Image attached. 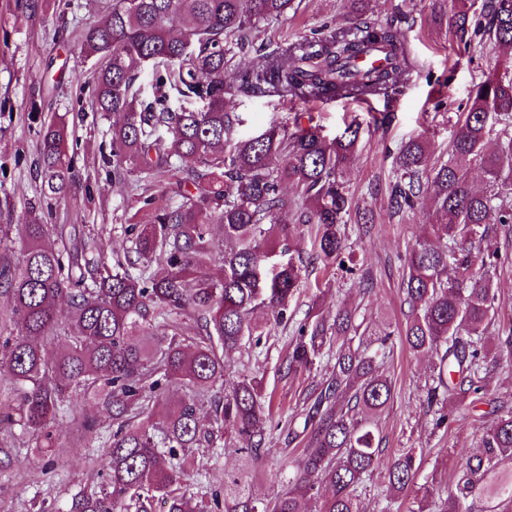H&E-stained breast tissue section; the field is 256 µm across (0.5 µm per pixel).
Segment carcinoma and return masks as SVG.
<instances>
[{"mask_svg": "<svg viewBox=\"0 0 512 512\" xmlns=\"http://www.w3.org/2000/svg\"><path fill=\"white\" fill-rule=\"evenodd\" d=\"M295 0H106L105 19L82 35L95 61L92 94L97 111L121 118L112 125V168L147 176L169 173L181 201L136 224L133 252L147 263L134 276L131 256L110 264L88 253L82 230L56 228L31 213L18 229L22 262L0 268L11 300L16 334L0 342V375L8 398L0 401V424L19 427L37 449L51 448L54 424L71 390L98 398L112 420L107 481L80 491L70 512H147L157 496L166 512H204L183 490L190 463L183 452L223 442L238 467L224 472V512H362L356 489L379 456L369 420L353 418V407L371 416L393 399L392 381L379 372L378 354L351 346L358 330L351 312L332 323L305 322L289 343L288 372L311 371L336 349L326 379L307 396L300 458L288 462L286 487L269 499L253 493L265 456L270 423L252 378L225 379L224 359L244 339L260 343L269 326L289 320V302L300 286L295 257L296 225L286 221L292 204L282 185L300 190L298 223L315 226L313 245L325 263L345 249L341 226L355 217L359 234L372 233V215L349 192L345 172L359 142L349 126L329 140L313 127L293 132L274 127L236 140L224 111V96H279L328 102L335 99L398 98L415 72L407 40L393 22L368 13L367 0H351L349 26L324 28L305 41L257 61L225 70L244 48L256 23L278 19ZM468 49L486 36L493 46L512 48V0H451L436 17ZM151 67L150 90L136 81ZM512 125V62L504 60L481 82L458 123L450 153L432 160L435 147L417 137L393 156L396 181L390 205L412 210L429 201L428 236L413 245L404 281L408 319L401 335L413 351L436 357L426 402L445 405L450 396L480 390L487 374L483 335L492 320L495 289L489 275L473 269L471 248L484 243L489 266L499 260L490 226L512 224V138L487 148L492 120ZM170 142H165V135ZM43 190L67 198L75 168L62 117L41 133ZM478 167L487 187L474 188ZM224 240L218 272L186 281L213 261V230ZM66 307L70 322L61 325ZM262 307L272 320L260 322ZM193 315L205 335L182 338L172 315ZM63 336L68 349L49 358L44 339ZM176 387L184 397L162 416L154 404ZM213 393L211 428L203 427L197 401ZM240 439L246 447L237 446ZM512 411L482 427L478 453L460 465L455 490L420 512H469V498L494 502L486 512H512ZM411 450L387 470L392 494L414 485ZM332 492L319 498V487Z\"/></svg>", "mask_w": 512, "mask_h": 512, "instance_id": "cac0c4a2", "label": "carcinoma"}]
</instances>
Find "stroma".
Listing matches in <instances>:
<instances>
[{
    "label": "stroma",
    "mask_w": 512,
    "mask_h": 512,
    "mask_svg": "<svg viewBox=\"0 0 512 512\" xmlns=\"http://www.w3.org/2000/svg\"><path fill=\"white\" fill-rule=\"evenodd\" d=\"M442 0H376L379 18L394 20L404 33L416 70L404 93L392 102L300 103L278 96L225 97L224 109L235 120V136L246 139L271 125L320 128L334 137L346 126L360 128V149L347 171L349 189L359 207L373 211L376 226L368 237L356 224L346 226L353 269L324 264L308 235L297 239L303 261L300 288L291 301L288 324L260 342H246L226 360L232 377L248 376L272 399L273 421L266 436V456L255 483L258 496L282 490L279 469L284 460L300 456L303 438L288 435V421L301 416L312 386L331 372L334 357H324L320 371L286 374L288 345L298 323L309 313L333 318L337 309L355 313L359 330L353 346L368 348L371 339L387 336L381 372L394 387L388 407L373 419L381 441L378 463L358 488L364 512H415L423 490L436 494L453 489L457 465L475 453L480 429L501 412L512 409V358L502 346V330L512 324V232L497 229L492 239L501 260L490 276L497 288V316L485 331L491 371L480 394L454 406L447 428L433 426L425 403V383L433 367L430 356L413 352L398 334L407 320L401 282L408 248L426 232L427 208L393 212L389 192L396 174L392 156L415 137L431 140L437 154L450 148L460 112L469 103L490 68L494 50L476 38L468 50L434 22ZM294 11L260 23L252 42L236 54L246 63L257 45L274 49L297 42L323 26L345 25L346 0H296ZM90 0H37L35 13L0 0V226L23 224L29 211L43 223L82 225L90 251L124 254L132 248V225L150 223L156 211L175 205L180 196L168 177L146 182L128 174L115 183L112 175V117L92 105L95 65L82 46L84 29L101 19ZM65 117L69 144L76 147V184L67 199L57 201L41 190L38 167L39 130L52 117ZM93 404L72 397L71 412L55 425L53 448L40 454L19 433L0 430V512H67L72 497L99 486L104 472V443L112 423L101 419L93 430L82 426L96 415ZM414 449L419 470L414 487L398 499L386 496L390 460ZM196 471L188 481L190 494L210 502L224 485V472L237 459L216 448L193 451Z\"/></svg>",
    "instance_id": "35a3bbf8"
}]
</instances>
